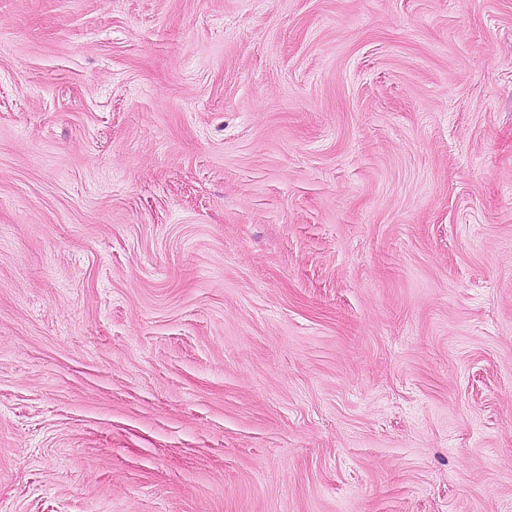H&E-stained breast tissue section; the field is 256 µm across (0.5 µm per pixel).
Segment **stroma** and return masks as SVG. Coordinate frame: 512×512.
<instances>
[{
  "label": "stroma",
  "instance_id": "35a3bbf8",
  "mask_svg": "<svg viewBox=\"0 0 512 512\" xmlns=\"http://www.w3.org/2000/svg\"><path fill=\"white\" fill-rule=\"evenodd\" d=\"M0 512H512V0H0Z\"/></svg>",
  "mask_w": 512,
  "mask_h": 512
}]
</instances>
